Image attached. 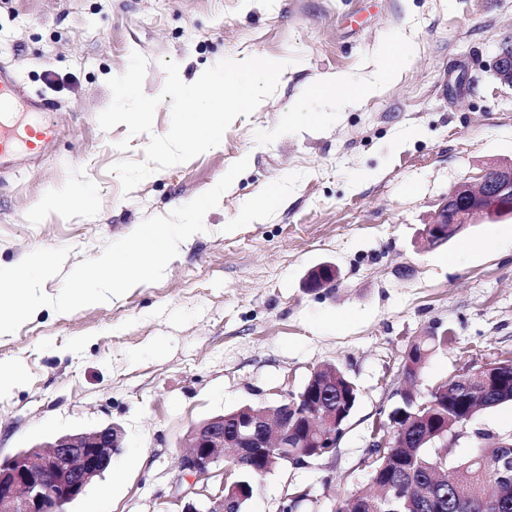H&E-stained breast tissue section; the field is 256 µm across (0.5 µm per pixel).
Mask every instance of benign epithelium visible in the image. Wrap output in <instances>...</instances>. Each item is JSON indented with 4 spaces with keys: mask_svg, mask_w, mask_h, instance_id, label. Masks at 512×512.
<instances>
[{
    "mask_svg": "<svg viewBox=\"0 0 512 512\" xmlns=\"http://www.w3.org/2000/svg\"><path fill=\"white\" fill-rule=\"evenodd\" d=\"M496 78L512 87V43L500 44L495 60ZM493 181L482 180L474 185L462 181L441 201L422 230L425 249L448 243V226L463 228L480 221L496 223L512 218V164L490 169ZM307 288L319 292L339 281L335 264L327 262L307 272ZM306 394L314 400L310 412L297 418L310 424L307 443L310 448H335L340 437L336 433V402L323 399L319 383L306 386ZM299 410L292 395L272 407L243 408L246 415L236 412L232 417L218 415L193 426L187 438V450L179 458V488L176 502L181 512H227L225 487L232 485L241 498L250 497L253 490L237 482L242 468L252 471V480L267 474L258 461L269 448H286L293 436L288 429V411ZM471 419H466L451 436L438 433L437 448L441 459L454 452L458 440L469 435ZM122 447V432L114 425H105L87 432L66 434L53 441L22 449L0 461V512H69V507L81 498L97 479L103 477L112 456ZM235 448V457L222 469L218 488L197 498L195 485L213 477V471L224 449Z\"/></svg>",
    "mask_w": 512,
    "mask_h": 512,
    "instance_id": "1",
    "label": "benign epithelium"
}]
</instances>
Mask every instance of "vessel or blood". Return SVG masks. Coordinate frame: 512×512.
Segmentation results:
<instances>
[{
    "instance_id": "obj_1",
    "label": "vessel or blood",
    "mask_w": 512,
    "mask_h": 512,
    "mask_svg": "<svg viewBox=\"0 0 512 512\" xmlns=\"http://www.w3.org/2000/svg\"><path fill=\"white\" fill-rule=\"evenodd\" d=\"M52 105L29 96L7 69L0 67V175L10 170L9 161L19 148L43 155L56 139Z\"/></svg>"
}]
</instances>
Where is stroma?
<instances>
[{"label":"stroma","instance_id":"stroma-1","mask_svg":"<svg viewBox=\"0 0 512 512\" xmlns=\"http://www.w3.org/2000/svg\"><path fill=\"white\" fill-rule=\"evenodd\" d=\"M508 35L512 0H0V66L53 102L59 129L50 151L18 156L0 183V268L64 248L71 271L250 157L159 282L70 313L44 308L0 336V363L22 373L0 393V456L115 424L123 441L111 469L70 512H171L193 425L275 405L331 363L359 390L336 450L266 474L244 512H277L288 486L309 489L304 512H337L370 489V443L409 386L411 340L449 338L421 370L423 393L464 365L512 358V219L420 245L455 184L512 163V88L494 74ZM390 46L407 63L374 96L338 112L316 92L336 73L363 84ZM135 52L149 96L164 87L165 60L186 83L236 56L284 60L288 71L258 111L233 121L222 149L127 193L111 167L144 160L150 135L103 130L98 116L108 79ZM301 97L307 109L294 111ZM82 188L94 206L80 204ZM275 193L264 217L240 223L246 201ZM50 196L56 208L31 223ZM324 261L339 281L308 292L306 271Z\"/></svg>","mask_w":512,"mask_h":512}]
</instances>
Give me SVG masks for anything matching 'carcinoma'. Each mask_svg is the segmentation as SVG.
Here are the masks:
<instances>
[{
	"label": "carcinoma",
	"mask_w": 512,
	"mask_h": 512,
	"mask_svg": "<svg viewBox=\"0 0 512 512\" xmlns=\"http://www.w3.org/2000/svg\"><path fill=\"white\" fill-rule=\"evenodd\" d=\"M447 343L448 337L433 334L413 340L406 356L407 378L416 380L428 356ZM328 375L336 392V419L341 424L344 417L339 412L345 405L353 410L358 389L334 364L321 366L315 378ZM476 402L485 409L512 403V367L497 384L470 375H451L445 392H431L422 400L402 393L398 406L389 413L388 431L398 440L393 452L407 457L408 466L380 475V493L365 495L361 507L350 505L347 499L337 512H433L426 507L433 496L440 503L439 512H512V447L483 432L472 455L448 464L440 462L436 449L423 441L426 432L457 430ZM310 452L312 449L302 447L277 448L264 465L272 470L287 457L300 461Z\"/></svg>",
	"instance_id": "carcinoma-1"
}]
</instances>
